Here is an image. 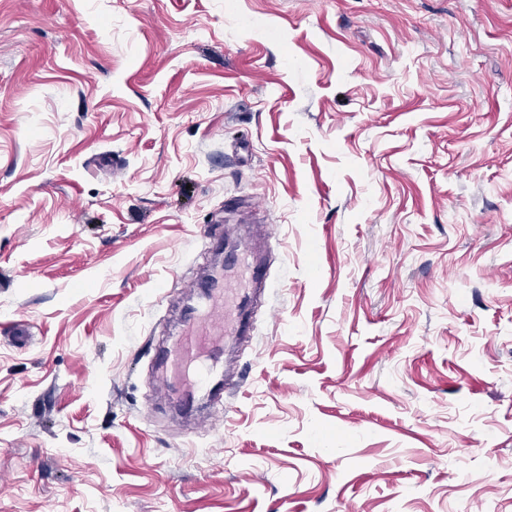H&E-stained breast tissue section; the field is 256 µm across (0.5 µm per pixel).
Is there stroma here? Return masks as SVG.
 <instances>
[{
  "instance_id": "obj_1",
  "label": "stroma",
  "mask_w": 512,
  "mask_h": 512,
  "mask_svg": "<svg viewBox=\"0 0 512 512\" xmlns=\"http://www.w3.org/2000/svg\"><path fill=\"white\" fill-rule=\"evenodd\" d=\"M0 512H512V0H0ZM232 264L237 273L240 285L244 288H225L224 297L216 294L211 297L199 318L188 322L180 336L176 350L167 357V361L175 372H182L196 364L207 352H214V341L217 336L232 334L243 336L247 330L244 318L236 314L229 316L226 308L234 295L245 296L251 284L255 288L260 283L262 268L260 260L250 249H241L235 254ZM251 288V289H252Z\"/></svg>"
}]
</instances>
